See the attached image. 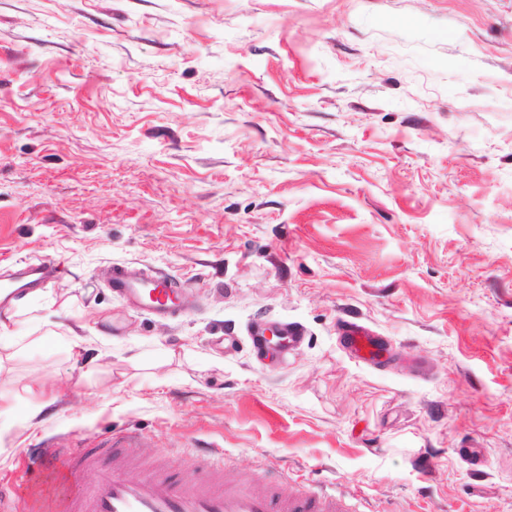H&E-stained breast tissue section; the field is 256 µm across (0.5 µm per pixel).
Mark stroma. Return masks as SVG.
I'll return each mask as SVG.
<instances>
[{
    "label": "stroma",
    "instance_id": "35a3bbf8",
    "mask_svg": "<svg viewBox=\"0 0 512 512\" xmlns=\"http://www.w3.org/2000/svg\"><path fill=\"white\" fill-rule=\"evenodd\" d=\"M45 256L0 336V473L126 426L180 477L206 446L227 485L512 512V0H0V272ZM116 263L186 309L132 306ZM349 316L382 369L339 349ZM285 322L302 342L257 355ZM51 271V261L49 259L41 260V263L35 265H28L24 269L12 273L5 274V281H16L22 278H30L24 288L35 289L38 288L49 276ZM16 277H20L17 279Z\"/></svg>",
    "mask_w": 512,
    "mask_h": 512
}]
</instances>
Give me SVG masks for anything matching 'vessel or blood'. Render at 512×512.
Segmentation results:
<instances>
[{
  "instance_id": "obj_1",
  "label": "vessel or blood",
  "mask_w": 512,
  "mask_h": 512,
  "mask_svg": "<svg viewBox=\"0 0 512 512\" xmlns=\"http://www.w3.org/2000/svg\"><path fill=\"white\" fill-rule=\"evenodd\" d=\"M110 286L155 314L181 303L166 282L133 277L121 265L113 266ZM336 333L351 360L380 365L386 351L383 337L356 320L342 321ZM146 442V434L130 428L110 430L94 448L60 436L46 438L23 462L30 484L56 478L74 481V488L44 504L21 494L15 481L0 479V512H349L342 498L321 488L291 493L276 480L260 491L245 484L222 485L217 480L221 464L209 456L189 480L175 479L163 468L143 472L135 463V450ZM88 469L97 470L96 483L77 484V476Z\"/></svg>"
}]
</instances>
